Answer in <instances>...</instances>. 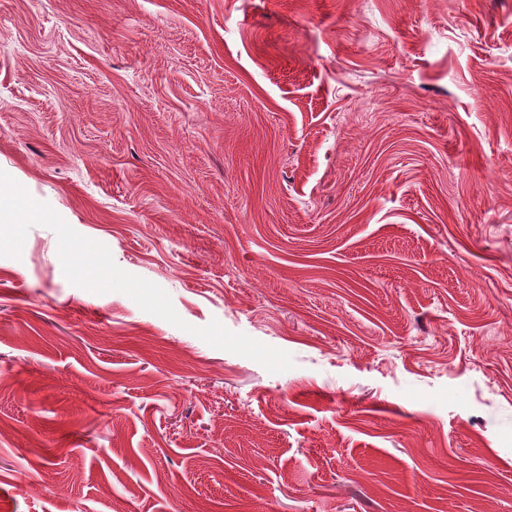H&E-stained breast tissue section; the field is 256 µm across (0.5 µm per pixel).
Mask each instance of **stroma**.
<instances>
[{
  "label": "stroma",
  "mask_w": 512,
  "mask_h": 512,
  "mask_svg": "<svg viewBox=\"0 0 512 512\" xmlns=\"http://www.w3.org/2000/svg\"><path fill=\"white\" fill-rule=\"evenodd\" d=\"M1 177L0 512H512V0H0ZM21 196L18 185L8 179H0V224H29L41 216L29 207L20 208L16 201Z\"/></svg>",
  "instance_id": "35a3bbf8"
}]
</instances>
